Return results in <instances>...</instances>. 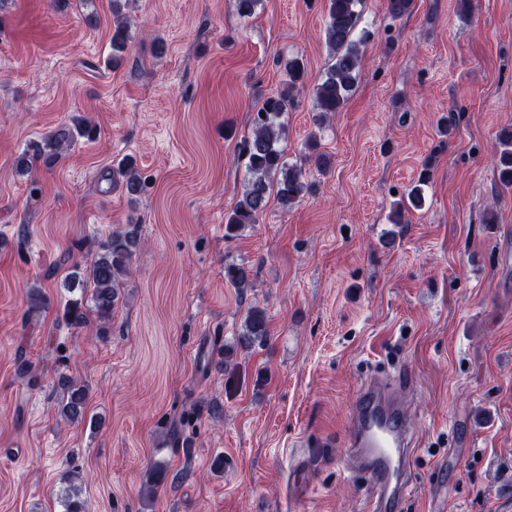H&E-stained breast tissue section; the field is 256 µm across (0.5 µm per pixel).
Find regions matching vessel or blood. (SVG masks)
Returning <instances> with one entry per match:
<instances>
[{"label":"vessel or blood","mask_w":512,"mask_h":512,"mask_svg":"<svg viewBox=\"0 0 512 512\" xmlns=\"http://www.w3.org/2000/svg\"><path fill=\"white\" fill-rule=\"evenodd\" d=\"M348 452L369 490L370 512H401L409 495L414 434L393 387L373 380L348 417Z\"/></svg>","instance_id":"obj_1"}]
</instances>
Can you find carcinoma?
<instances>
[{
    "label": "carcinoma",
    "instance_id": "carcinoma-1",
    "mask_svg": "<svg viewBox=\"0 0 512 512\" xmlns=\"http://www.w3.org/2000/svg\"><path fill=\"white\" fill-rule=\"evenodd\" d=\"M360 0H328L325 24V44L331 64L326 78L314 90L316 111L324 116L342 110L352 95L359 79L361 67V41L354 39L360 13L356 10ZM130 39L128 21L114 20L112 31V63L120 59ZM287 76L286 87L279 94L268 97L256 112L250 133L240 142V154L246 160L247 179L244 189L230 213L224 216L225 230L232 233L246 224H256L274 197L284 207H291L308 190L303 181L302 170L288 163L280 142L285 135L280 123L282 113L288 111L291 96L297 85L305 78V69L297 59L284 64ZM88 128L71 129L66 125L57 128L51 135L32 147V154L42 160L44 166L56 165L70 149L76 137H90ZM498 180L505 190H512V130H504L495 149ZM118 175L129 194L135 195L144 186L139 169L127 160L112 171ZM430 179L429 168L421 172L418 184L411 188L396 203L390 216L393 224L404 223V213L413 208L419 210L424 201L422 186ZM139 246L137 237L130 231L112 232L108 243L90 259L86 260L83 283L89 286V300L98 320L107 325L112 320V311L117 303L120 285L128 273L130 263ZM224 279L236 288L249 287V274L241 265L224 267ZM269 338L268 317L265 310L252 306L246 310L241 324L238 344L249 351L264 345ZM60 383L67 392V402L62 414L70 419L83 415L86 389L75 380L62 377ZM69 486L59 498L62 512H82L81 487L76 476L68 478Z\"/></svg>",
    "mask_w": 512,
    "mask_h": 512
}]
</instances>
